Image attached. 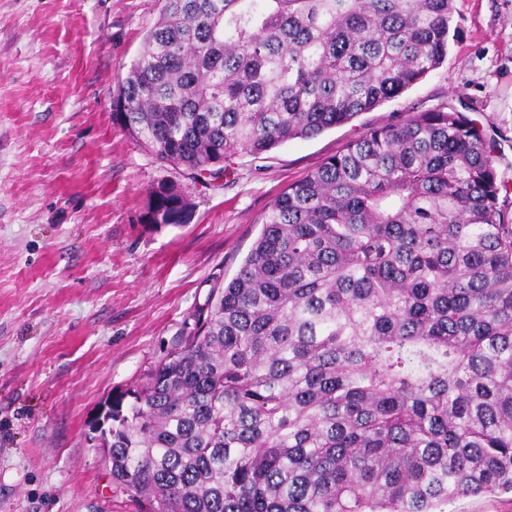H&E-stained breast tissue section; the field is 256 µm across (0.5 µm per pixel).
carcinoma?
I'll list each match as a JSON object with an SVG mask.
<instances>
[{
  "instance_id": "1",
  "label": "carcinoma",
  "mask_w": 512,
  "mask_h": 512,
  "mask_svg": "<svg viewBox=\"0 0 512 512\" xmlns=\"http://www.w3.org/2000/svg\"><path fill=\"white\" fill-rule=\"evenodd\" d=\"M113 115L199 181L390 101L448 56L453 0H161ZM451 103L288 185L193 333L107 404L140 512H446L512 491V221ZM178 183L150 224H183Z\"/></svg>"
}]
</instances>
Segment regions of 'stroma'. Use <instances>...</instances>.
Returning <instances> with one entry per match:
<instances>
[{
    "mask_svg": "<svg viewBox=\"0 0 512 512\" xmlns=\"http://www.w3.org/2000/svg\"><path fill=\"white\" fill-rule=\"evenodd\" d=\"M159 0H0V512H136L91 426L181 341L290 183L366 130L451 102L496 144L512 217V0H454L445 63L310 139L183 180L185 224L144 220L161 167L112 115Z\"/></svg>",
    "mask_w": 512,
    "mask_h": 512,
    "instance_id": "obj_1",
    "label": "stroma"
}]
</instances>
